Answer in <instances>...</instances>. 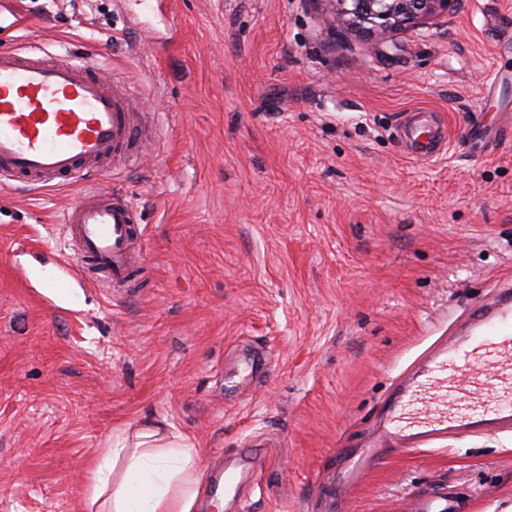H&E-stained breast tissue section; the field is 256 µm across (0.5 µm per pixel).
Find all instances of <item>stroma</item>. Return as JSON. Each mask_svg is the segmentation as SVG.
<instances>
[{
  "label": "stroma",
  "mask_w": 512,
  "mask_h": 512,
  "mask_svg": "<svg viewBox=\"0 0 512 512\" xmlns=\"http://www.w3.org/2000/svg\"><path fill=\"white\" fill-rule=\"evenodd\" d=\"M337 8L0 0V47L83 55L148 106L144 152L96 182L140 213L124 287L46 302L30 276L73 259L79 189L0 188V512H91L86 471L149 422L194 442V512H327L338 452L401 374L512 283V43L493 25L512 0H451L384 39ZM413 112L447 144L427 162L396 140ZM227 457L253 477L217 509ZM436 486L512 512V432L388 458L349 512H411Z\"/></svg>",
  "instance_id": "35a3bbf8"
}]
</instances>
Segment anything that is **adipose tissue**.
<instances>
[{
  "label": "adipose tissue",
  "instance_id": "obj_1",
  "mask_svg": "<svg viewBox=\"0 0 512 512\" xmlns=\"http://www.w3.org/2000/svg\"><path fill=\"white\" fill-rule=\"evenodd\" d=\"M196 456L182 435L144 428L97 460L88 475L87 500L97 512H192Z\"/></svg>",
  "mask_w": 512,
  "mask_h": 512
}]
</instances>
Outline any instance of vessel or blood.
<instances>
[{
  "mask_svg": "<svg viewBox=\"0 0 512 512\" xmlns=\"http://www.w3.org/2000/svg\"><path fill=\"white\" fill-rule=\"evenodd\" d=\"M138 107L124 86L105 80L88 59L1 48L0 182L37 188L57 179L80 180L101 173L108 159L140 154L144 140L133 118ZM404 144L427 159L440 154L443 139L418 125ZM62 221L75 228L78 261L64 265V278L44 279L47 294L93 269L115 284L126 282L141 234L139 214L125 194L88 188ZM504 429L512 431V284L466 308L460 336L426 351L418 373L398 385L389 416L377 429L390 448L360 449L349 486L336 494L335 510L346 512L352 484L391 451ZM414 512L460 507L453 493L425 490Z\"/></svg>",
  "mask_w": 512,
  "mask_h": 512,
  "instance_id": "obj_1",
  "label": "vessel or blood"
}]
</instances>
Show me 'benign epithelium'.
<instances>
[{"label": "benign epithelium", "mask_w": 512, "mask_h": 512, "mask_svg": "<svg viewBox=\"0 0 512 512\" xmlns=\"http://www.w3.org/2000/svg\"><path fill=\"white\" fill-rule=\"evenodd\" d=\"M449 0H337L347 25L365 28L380 37L410 30L431 16L448 10Z\"/></svg>", "instance_id": "obj_1"}]
</instances>
